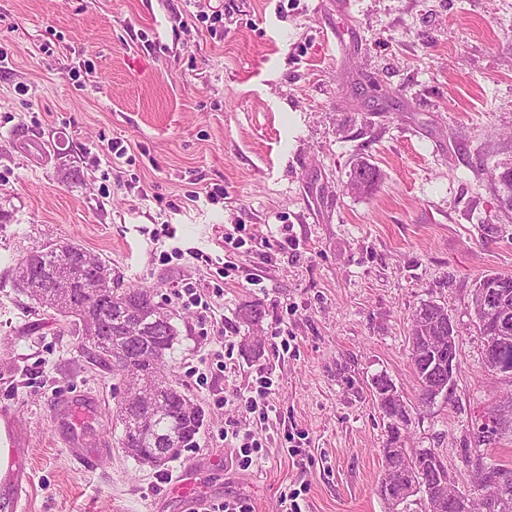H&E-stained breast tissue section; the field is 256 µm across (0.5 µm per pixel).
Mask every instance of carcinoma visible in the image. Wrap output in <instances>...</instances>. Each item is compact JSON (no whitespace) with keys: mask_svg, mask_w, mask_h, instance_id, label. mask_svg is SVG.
<instances>
[{"mask_svg":"<svg viewBox=\"0 0 512 512\" xmlns=\"http://www.w3.org/2000/svg\"><path fill=\"white\" fill-rule=\"evenodd\" d=\"M362 175L364 187L362 192L371 191L379 182V170L367 161L357 163L349 172L353 177ZM110 270L108 263L99 255L90 252L82 245L74 242H62L56 246L44 245L17 259L12 268V282L17 287L36 278L48 279L60 270L68 269L76 272L70 283V297L65 303L58 302L54 297L43 292L39 295L24 289L28 297L43 309L55 311L61 317L75 324L98 320L106 328L103 336L91 344L100 362L112 368L124 386L123 396L118 400L113 416L122 428L121 447L136 460L153 453L154 449L167 447L172 451L169 458H179L183 451L196 447L197 435L203 426L204 412L185 395L172 374L166 368L165 357L168 350L178 340V329L173 317L162 313L165 326L161 330L147 328L140 336L138 344L128 340V333L119 318L121 308L135 304L150 293L145 287L126 286L118 278H112V287L101 295L91 288L92 269ZM493 288L508 294L506 306L512 311V276L496 273L482 274L475 279L472 291V309L476 329L482 338L496 335V316L478 307V294ZM237 317L247 327H257L262 322L264 311L259 304H245L239 308ZM432 336L445 337L449 350L459 351V330L449 328L433 313L414 314V324L409 336L411 362L419 386L417 406L427 407L426 395L436 382L435 372L429 370L434 359L435 346L429 341ZM122 351L125 358L114 357V353ZM153 378L158 381L157 395L161 400L160 415L144 419L137 407L128 397H137V389L131 383L139 378ZM373 395L377 407L387 420V437L381 448L384 464L396 463L402 456L408 458V471L397 479L399 487H391L390 492L382 490L387 473H382L379 494L389 505L391 512H407L409 498L414 493H400L405 487L410 490L420 477L427 479V486L422 494H433L438 490L440 482H445L448 491L454 492L457 486L451 482L448 469L444 466L439 454L432 448H393L391 442L395 434L394 420L405 407L406 402L400 396L395 384L385 375H377L371 379ZM502 434L501 417L496 409L483 415V420L474 431L475 446L487 445ZM493 473L502 481L503 494L493 505L490 512H512V468L505 466L493 467Z\"/></svg>","mask_w":512,"mask_h":512,"instance_id":"1","label":"carcinoma"}]
</instances>
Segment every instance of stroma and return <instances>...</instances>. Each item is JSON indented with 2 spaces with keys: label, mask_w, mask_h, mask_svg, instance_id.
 <instances>
[{
  "label": "stroma",
  "mask_w": 512,
  "mask_h": 512,
  "mask_svg": "<svg viewBox=\"0 0 512 512\" xmlns=\"http://www.w3.org/2000/svg\"><path fill=\"white\" fill-rule=\"evenodd\" d=\"M216 6L199 20L194 0H0V432L29 474L0 480V512H188L175 477L250 512H278L286 488L307 512H389L370 382L414 403L408 338L428 302L460 331L456 385L412 413L407 447L469 486L476 420L512 394L484 371L471 308L478 276H512L490 178L512 165V0H352L347 21L336 0ZM112 139L128 159L106 160ZM361 159L381 179L353 195ZM206 187L221 197L189 201ZM68 241L173 316L168 365L205 413L175 461L126 455L122 384L11 283L19 256ZM249 302L266 311L252 332ZM267 372L262 421L242 398ZM244 428L263 454L247 469Z\"/></svg>",
  "instance_id": "35a3bbf8"
}]
</instances>
